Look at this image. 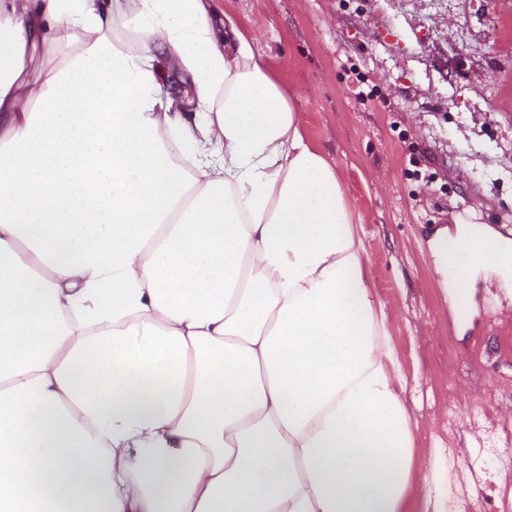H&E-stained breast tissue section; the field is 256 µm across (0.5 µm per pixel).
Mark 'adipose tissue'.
Masks as SVG:
<instances>
[{"label": "adipose tissue", "instance_id": "adipose-tissue-1", "mask_svg": "<svg viewBox=\"0 0 512 512\" xmlns=\"http://www.w3.org/2000/svg\"><path fill=\"white\" fill-rule=\"evenodd\" d=\"M359 223L216 0H0V512H408ZM426 247L457 294L512 264Z\"/></svg>", "mask_w": 512, "mask_h": 512}]
</instances>
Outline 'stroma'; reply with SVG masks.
Returning <instances> with one entry per match:
<instances>
[{
    "mask_svg": "<svg viewBox=\"0 0 512 512\" xmlns=\"http://www.w3.org/2000/svg\"><path fill=\"white\" fill-rule=\"evenodd\" d=\"M253 33L362 222L413 420L412 512H512V277L445 301L436 225L512 240V0H218Z\"/></svg>",
    "mask_w": 512,
    "mask_h": 512,
    "instance_id": "35a3bbf8",
    "label": "stroma"
}]
</instances>
